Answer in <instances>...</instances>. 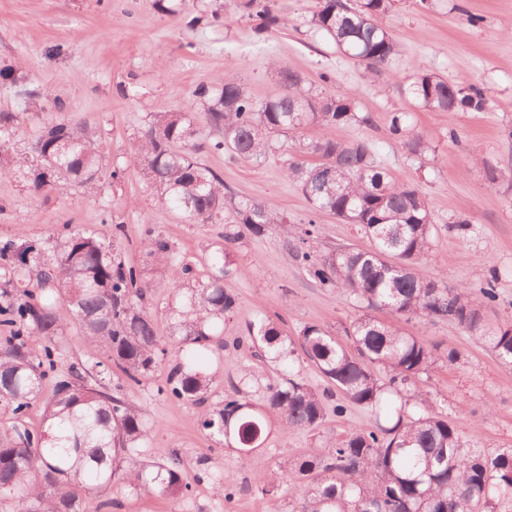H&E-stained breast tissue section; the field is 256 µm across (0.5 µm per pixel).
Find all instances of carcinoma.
<instances>
[{"mask_svg":"<svg viewBox=\"0 0 512 512\" xmlns=\"http://www.w3.org/2000/svg\"><path fill=\"white\" fill-rule=\"evenodd\" d=\"M391 7V0H319L309 24L365 75H377L398 54L382 23ZM280 74L282 91L263 101L231 75L201 83L193 91V111L151 114L133 144L131 163L160 204L189 224L224 222V247L210 256V274L185 293L180 288L193 267L175 257L163 234L145 230L142 246L153 272L181 296L173 320L182 342L158 392L206 403L211 378L202 351L213 344L224 348L218 329L236 305L235 295L224 290L231 248L278 224L291 237L293 259L364 313L345 331L347 345L318 325H306L292 338L268 317L251 323L245 340L280 364L279 380L266 388L260 405L246 389L234 388L209 408L204 428L261 463L268 416H276L285 433L315 429L329 414L344 412L342 404L329 405L339 393L384 420L368 433H347L325 454L311 451L280 464L262 495L275 498L286 486L299 491L292 512H512V448L495 454L461 448L458 425L433 412L428 394L418 388L421 374L437 359L434 350L376 316L452 322L512 371V323L494 326L483 314V306L497 298L494 279L475 292L423 273L420 263L435 225L418 184L392 177L367 139L305 137L310 127L369 126V114L352 95L315 94L299 74ZM0 82L15 89L25 109L42 115L31 142L36 163L30 164L11 153L17 114L0 112V177L23 172L35 195L57 188L62 179L98 192L102 146L61 116L66 104L29 86L17 67H0ZM407 92L432 112H483L489 103L483 88L425 70ZM206 128L215 135L211 148L234 161L259 162L283 149L318 156L310 166L288 160L286 176L314 213L358 225L370 246L316 254L311 230L299 235L271 203L237 195L199 162ZM388 132L415 161L435 152L411 111L390 113ZM70 326L103 349L108 362L64 363L55 338ZM165 354L144 271L126 262L113 240L70 228L43 245L20 237L0 242V512H88V500L73 487L89 491L117 478L137 491L186 495L182 468L192 459L174 457L145 470L135 452L149 429L140 408L124 396ZM299 355L326 379V391L317 392L298 376ZM376 367L386 378L375 375ZM114 376L121 382L110 388L106 379ZM47 382L54 383V394L42 402L41 426L31 428L26 416ZM322 472L329 477L319 478Z\"/></svg>","mask_w":512,"mask_h":512,"instance_id":"obj_1","label":"carcinoma"}]
</instances>
